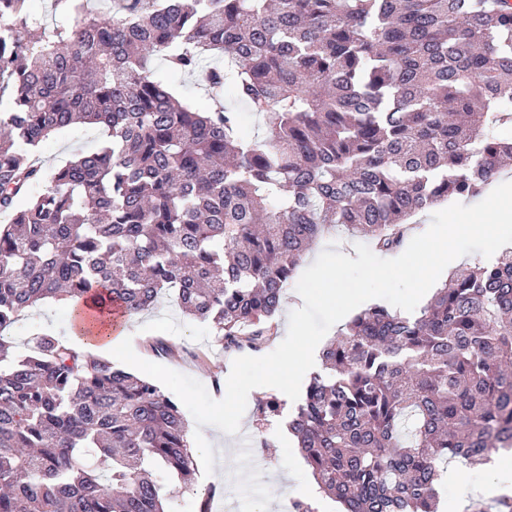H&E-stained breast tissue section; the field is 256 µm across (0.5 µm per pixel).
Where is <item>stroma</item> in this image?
Here are the masks:
<instances>
[{"mask_svg": "<svg viewBox=\"0 0 512 512\" xmlns=\"http://www.w3.org/2000/svg\"><path fill=\"white\" fill-rule=\"evenodd\" d=\"M102 135L98 129L79 125L54 134L38 150L45 166L65 163L79 152H88L98 145ZM70 306L48 304L32 312L12 329L17 344H24L35 329L69 335ZM134 335L136 354L147 361H161L162 365L191 376L205 387H212L214 379H227L234 353L213 345V336L207 324L187 318L168 299H160L157 306L141 316L127 320ZM154 336H163L170 342L190 348H203L210 353L209 364L189 358H156L145 343ZM279 396L271 387L253 389L244 412L245 421L237 435L231 436L233 452L224 462V493L214 498L211 512H264L273 507L275 512H289L290 502L298 499L299 490L312 478L294 437L282 422L263 424L255 411L258 401Z\"/></svg>", "mask_w": 512, "mask_h": 512, "instance_id": "obj_1", "label": "stroma"}]
</instances>
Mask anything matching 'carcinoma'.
I'll list each match as a JSON object with an SVG mask.
<instances>
[{
  "instance_id": "carcinoma-1",
  "label": "carcinoma",
  "mask_w": 512,
  "mask_h": 512,
  "mask_svg": "<svg viewBox=\"0 0 512 512\" xmlns=\"http://www.w3.org/2000/svg\"><path fill=\"white\" fill-rule=\"evenodd\" d=\"M56 3L49 26L0 0V512H168L196 473L179 406L51 332L19 353L13 325L65 301L92 335L167 293L228 351L269 342L318 240L396 250L404 220L512 159V0ZM160 59L206 103L178 101ZM77 124L97 149L35 162ZM321 360L287 421L320 490L343 512H436L439 461L512 448V251L415 315L361 310Z\"/></svg>"
}]
</instances>
